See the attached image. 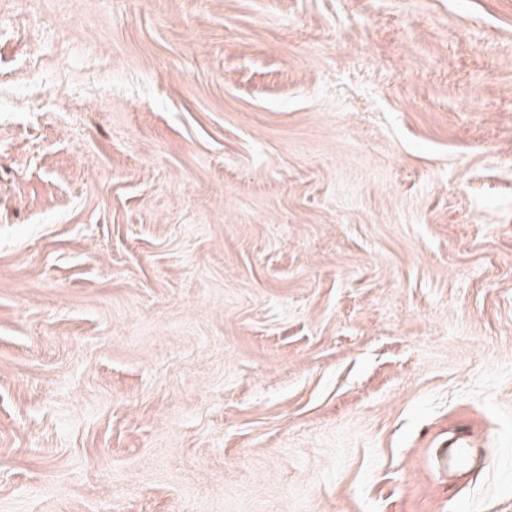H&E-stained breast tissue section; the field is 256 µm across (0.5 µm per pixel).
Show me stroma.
<instances>
[{
	"label": "stroma",
	"mask_w": 512,
	"mask_h": 512,
	"mask_svg": "<svg viewBox=\"0 0 512 512\" xmlns=\"http://www.w3.org/2000/svg\"><path fill=\"white\" fill-rule=\"evenodd\" d=\"M0 512H512V0H0Z\"/></svg>",
	"instance_id": "35a3bbf8"
}]
</instances>
